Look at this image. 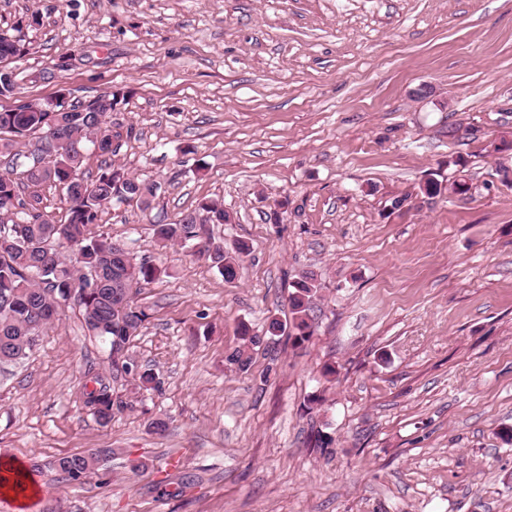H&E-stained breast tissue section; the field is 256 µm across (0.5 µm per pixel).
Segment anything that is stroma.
I'll return each mask as SVG.
<instances>
[{
	"instance_id": "35a3bbf8",
	"label": "stroma",
	"mask_w": 512,
	"mask_h": 512,
	"mask_svg": "<svg viewBox=\"0 0 512 512\" xmlns=\"http://www.w3.org/2000/svg\"><path fill=\"white\" fill-rule=\"evenodd\" d=\"M1 31L24 98L123 91L85 171L162 191L98 229L167 270L126 351L159 385L118 376L108 424L82 392L109 349L76 307L0 366V459L112 451L82 484L33 472L28 512H512V0H0ZM205 199L248 248L234 280L154 238ZM310 271L309 342L228 365Z\"/></svg>"
}]
</instances>
